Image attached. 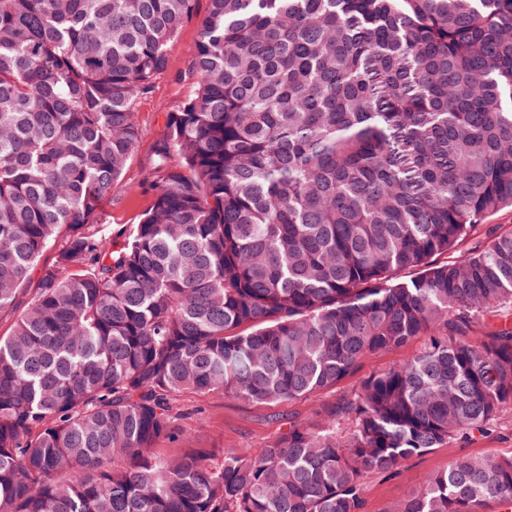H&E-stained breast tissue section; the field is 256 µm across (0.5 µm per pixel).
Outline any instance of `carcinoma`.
<instances>
[{
    "instance_id": "1",
    "label": "carcinoma",
    "mask_w": 512,
    "mask_h": 512,
    "mask_svg": "<svg viewBox=\"0 0 512 512\" xmlns=\"http://www.w3.org/2000/svg\"><path fill=\"white\" fill-rule=\"evenodd\" d=\"M192 21L152 205L115 230L138 101ZM509 208L512 0H0V314L26 296L0 512H365L368 479L512 409V228L486 224ZM186 393L320 404L161 459ZM509 502L512 453L462 456L389 512ZM417 347H418V344L415 343V344L408 346L403 351L396 352V353L389 352V353H385V354H382L380 356L370 359L367 362L366 366L364 367L363 371H360L357 374H355L353 377L347 379V381L344 384V390L350 391V390L355 389L359 385V383L365 373L369 372L370 370L387 369L390 366H392L393 363H395L399 359L403 358L407 354H410Z\"/></svg>"
}]
</instances>
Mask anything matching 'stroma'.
<instances>
[{
	"instance_id": "1",
	"label": "stroma",
	"mask_w": 512,
	"mask_h": 512,
	"mask_svg": "<svg viewBox=\"0 0 512 512\" xmlns=\"http://www.w3.org/2000/svg\"><path fill=\"white\" fill-rule=\"evenodd\" d=\"M197 40L196 23H189L178 32L170 45L168 72L138 103L137 148L123 176L113 187L111 198L102 206L113 227L138 223L151 206V193L137 191L136 186L153 164L154 146L163 131L167 113L189 91L184 72ZM177 405L189 412L183 421L185 435L175 442L159 443V452L164 456L180 455L192 448H257L286 430L289 418H308L316 408L312 399L269 406L189 393L180 397ZM509 452H512V411L506 410L496 419L490 435L465 443L450 442L412 458L396 476L370 479L365 491V512H389L427 476L442 470L449 458L497 456Z\"/></svg>"
}]
</instances>
